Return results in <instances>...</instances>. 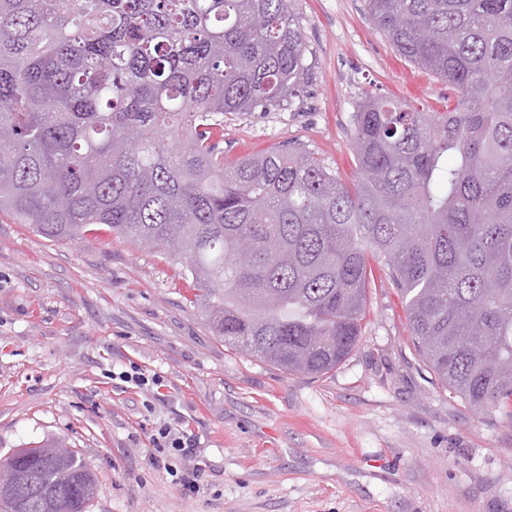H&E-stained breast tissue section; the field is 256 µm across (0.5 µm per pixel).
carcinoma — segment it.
Here are the masks:
<instances>
[{
	"mask_svg": "<svg viewBox=\"0 0 512 512\" xmlns=\"http://www.w3.org/2000/svg\"><path fill=\"white\" fill-rule=\"evenodd\" d=\"M444 112L368 97L346 184L302 144L224 162V119L292 104L308 70L291 0H0V214L74 241L91 226L164 249L218 335L320 376L362 337L384 263L427 365L512 424V0H367ZM88 512L78 453L22 448L0 479Z\"/></svg>",
	"mask_w": 512,
	"mask_h": 512,
	"instance_id": "obj_1",
	"label": "carcinoma"
}]
</instances>
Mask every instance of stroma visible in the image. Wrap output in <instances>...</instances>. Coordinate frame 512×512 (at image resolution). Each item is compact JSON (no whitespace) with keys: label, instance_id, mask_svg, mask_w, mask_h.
<instances>
[{"label":"stroma","instance_id":"35a3bbf8","mask_svg":"<svg viewBox=\"0 0 512 512\" xmlns=\"http://www.w3.org/2000/svg\"><path fill=\"white\" fill-rule=\"evenodd\" d=\"M292 9L303 92L227 121V160L297 142L348 181L366 96L444 111L447 84L397 53L366 0ZM373 270L360 342L310 378L226 345L166 252L104 230L54 241L1 214L0 459L64 441L97 477L89 512H512V424L441 384ZM134 366L159 385L123 382ZM163 426L194 445L158 464Z\"/></svg>","mask_w":512,"mask_h":512}]
</instances>
